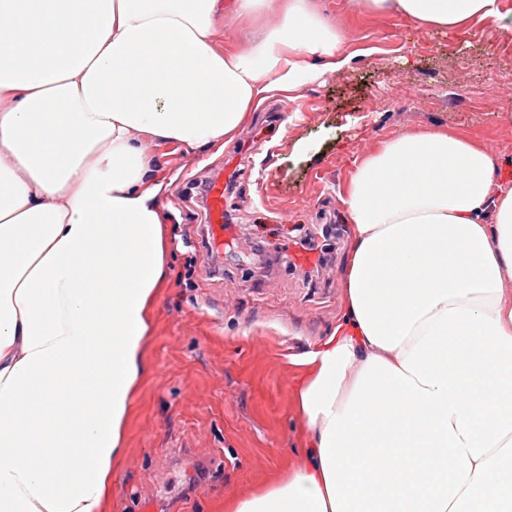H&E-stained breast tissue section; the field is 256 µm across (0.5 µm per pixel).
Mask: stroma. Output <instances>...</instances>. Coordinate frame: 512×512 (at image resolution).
Returning <instances> with one entry per match:
<instances>
[{
    "instance_id": "stroma-1",
    "label": "stroma",
    "mask_w": 512,
    "mask_h": 512,
    "mask_svg": "<svg viewBox=\"0 0 512 512\" xmlns=\"http://www.w3.org/2000/svg\"><path fill=\"white\" fill-rule=\"evenodd\" d=\"M355 56L271 92L223 152L159 150L168 279L149 311L147 369L125 428L108 512H224L227 496L272 487L303 460L295 391L303 360L329 336L343 301L351 236L339 195L358 158L400 132L444 128L512 156V37L471 25L420 29L359 0H318ZM224 181L228 233L204 240L200 196Z\"/></svg>"
}]
</instances>
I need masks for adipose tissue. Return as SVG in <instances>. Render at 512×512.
Listing matches in <instances>:
<instances>
[{
  "instance_id": "obj_1",
  "label": "adipose tissue",
  "mask_w": 512,
  "mask_h": 512,
  "mask_svg": "<svg viewBox=\"0 0 512 512\" xmlns=\"http://www.w3.org/2000/svg\"><path fill=\"white\" fill-rule=\"evenodd\" d=\"M0 0V512H103L166 278L157 148L223 150L264 94L347 68L313 0ZM512 35L502 0H365ZM301 468L229 512H512V159L434 129L356 162Z\"/></svg>"
}]
</instances>
